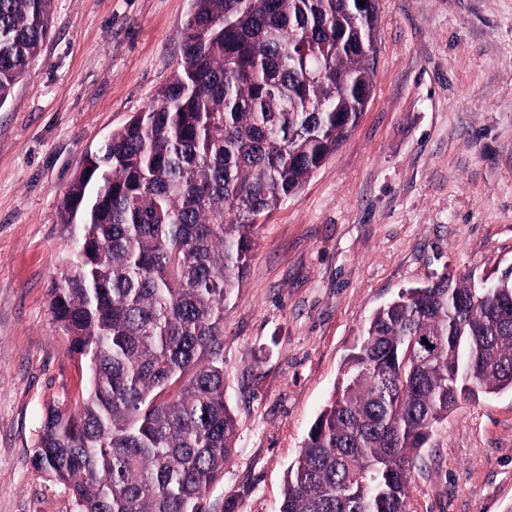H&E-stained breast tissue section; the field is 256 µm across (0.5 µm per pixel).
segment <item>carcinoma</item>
I'll list each match as a JSON object with an SVG mask.
<instances>
[{
	"label": "carcinoma",
	"instance_id": "1",
	"mask_svg": "<svg viewBox=\"0 0 512 512\" xmlns=\"http://www.w3.org/2000/svg\"><path fill=\"white\" fill-rule=\"evenodd\" d=\"M54 0H0V108ZM376 0H190L181 63L68 187L77 261L50 313L90 372L33 459L75 512H207L238 422L224 302L257 219L336 154L371 92ZM428 344H423L422 339ZM512 391V274L443 272L378 308L288 467L277 512H409L414 461L461 397Z\"/></svg>",
	"mask_w": 512,
	"mask_h": 512
}]
</instances>
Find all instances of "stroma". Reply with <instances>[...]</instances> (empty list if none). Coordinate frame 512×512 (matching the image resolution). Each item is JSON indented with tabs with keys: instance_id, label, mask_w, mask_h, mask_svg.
<instances>
[{
	"instance_id": "obj_1",
	"label": "stroma",
	"mask_w": 512,
	"mask_h": 512,
	"mask_svg": "<svg viewBox=\"0 0 512 512\" xmlns=\"http://www.w3.org/2000/svg\"><path fill=\"white\" fill-rule=\"evenodd\" d=\"M369 103L304 187L256 226L224 307L236 452L211 512H276L286 473L372 313L450 272L512 266V0H377ZM190 0H54L0 108V512H74L35 465L49 408L88 372L51 292L81 228L58 206L112 130L179 68ZM410 512H512V392L462 398L411 472Z\"/></svg>"
}]
</instances>
